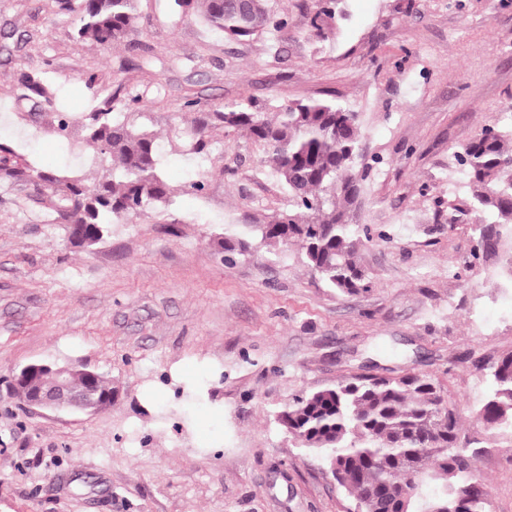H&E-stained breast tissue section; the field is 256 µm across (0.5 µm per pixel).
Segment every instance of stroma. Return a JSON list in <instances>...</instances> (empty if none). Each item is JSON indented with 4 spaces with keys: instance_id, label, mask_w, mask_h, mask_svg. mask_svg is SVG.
I'll use <instances>...</instances> for the list:
<instances>
[{
    "instance_id": "35a3bbf8",
    "label": "stroma",
    "mask_w": 512,
    "mask_h": 512,
    "mask_svg": "<svg viewBox=\"0 0 512 512\" xmlns=\"http://www.w3.org/2000/svg\"><path fill=\"white\" fill-rule=\"evenodd\" d=\"M172 4L137 0L134 34L104 49L57 0H0V144L13 160L95 179L52 122L108 99L155 135L174 193L87 248L47 186L0 179V512H351L276 411L346 375L409 372L472 407L486 392L475 361L512 351V242L478 252L461 163L512 111V0H336L315 27L318 0H273L287 27L241 43ZM27 75L49 99L32 98ZM308 99L360 119L354 220L370 234L371 286L353 294L311 276L297 247L227 263L219 246L288 195L262 147L216 113ZM38 360L99 372L111 409L25 406L11 375ZM191 385L200 400L179 396ZM476 467L490 512H512V446Z\"/></svg>"
}]
</instances>
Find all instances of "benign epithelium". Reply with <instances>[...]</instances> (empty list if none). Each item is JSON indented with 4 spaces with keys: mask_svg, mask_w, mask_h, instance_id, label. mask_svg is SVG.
Returning <instances> with one entry per match:
<instances>
[{
    "mask_svg": "<svg viewBox=\"0 0 512 512\" xmlns=\"http://www.w3.org/2000/svg\"><path fill=\"white\" fill-rule=\"evenodd\" d=\"M75 369L73 365H56L46 361L29 363L12 374L11 385L17 395L32 409L50 410L54 412L96 413L112 408V395L98 396L94 390L97 375L86 371L88 387L77 392L71 387L70 377ZM48 374L53 377L50 385L29 397L23 390L34 376Z\"/></svg>",
    "mask_w": 512,
    "mask_h": 512,
    "instance_id": "benign-epithelium-1",
    "label": "benign epithelium"
}]
</instances>
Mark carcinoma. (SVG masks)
Segmentation results:
<instances>
[{"label":"carcinoma","mask_w":512,"mask_h":512,"mask_svg":"<svg viewBox=\"0 0 512 512\" xmlns=\"http://www.w3.org/2000/svg\"><path fill=\"white\" fill-rule=\"evenodd\" d=\"M200 2L208 24L248 41L288 20L268 0H174L188 16ZM77 34L119 45L131 34L135 0H79ZM224 128L261 145L285 188L288 210L250 227L262 246L301 249L308 271L339 293L370 287L360 251L368 229L351 222L361 195L359 115L325 100H298L269 114L239 106L216 113ZM83 142L98 178L50 177L24 162L0 166L16 181L47 182L50 203L69 224L102 240L109 226L143 208L160 209L171 191L159 172L155 137L112 115L104 103L81 118ZM477 223L489 228L481 247L494 254L512 234V126L489 129L464 147ZM224 261L252 253L254 242L224 238ZM493 387L472 409L493 440L512 446V352L484 363ZM463 410L431 377L354 374L295 396L276 420L304 450L321 457L360 512H489L474 461L484 441L462 429Z\"/></svg>","instance_id":"1"}]
</instances>
